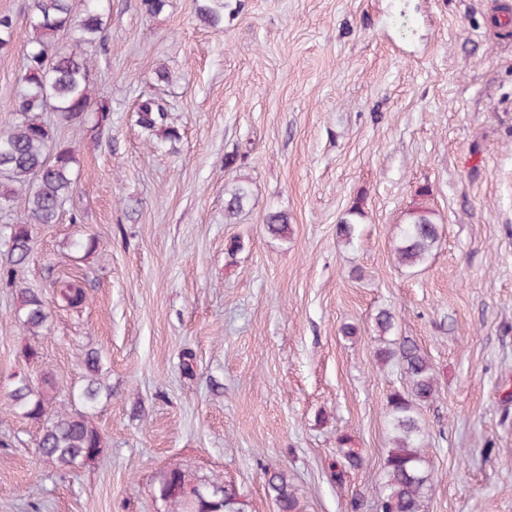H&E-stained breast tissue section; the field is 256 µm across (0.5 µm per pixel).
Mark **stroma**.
Segmentation results:
<instances>
[{"label": "stroma", "instance_id": "35a3bbf8", "mask_svg": "<svg viewBox=\"0 0 512 512\" xmlns=\"http://www.w3.org/2000/svg\"><path fill=\"white\" fill-rule=\"evenodd\" d=\"M29 2L0 0L15 30L0 53V128ZM225 3L212 28L195 0L156 16L105 0L90 80L110 121L50 119L77 150L76 189L57 223L30 227L20 277L46 299L39 335L0 286V512H166L154 489L174 463L233 483L249 512H277L270 470L287 472L305 512H350L354 497L374 512L388 399L406 389L376 352L405 337L437 383L417 407L427 512H512V24L496 19L512 0ZM147 96L166 104L174 147L151 148L133 122ZM237 183L251 198L229 222ZM423 189L440 240L408 268L395 239ZM356 201L348 244L337 228ZM271 211L287 213L286 235L267 232ZM90 236L94 252L73 251ZM69 278L87 292L81 307L56 298ZM91 349L108 390L89 415L104 448L62 473L35 456L39 425L10 392L16 376L46 373L79 390ZM342 437L362 465L339 488Z\"/></svg>", "mask_w": 512, "mask_h": 512}]
</instances>
